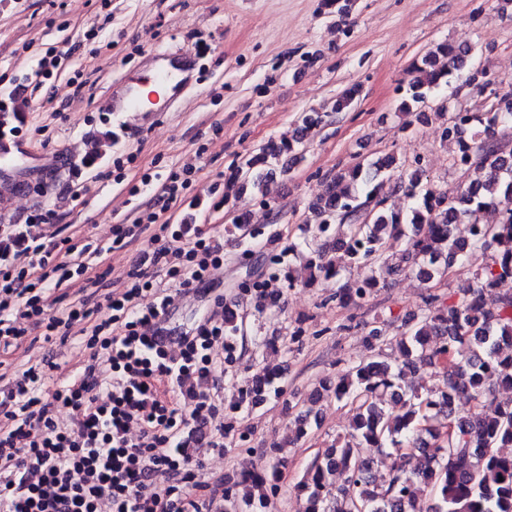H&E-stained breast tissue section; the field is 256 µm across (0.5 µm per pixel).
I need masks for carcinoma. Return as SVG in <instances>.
I'll return each instance as SVG.
<instances>
[{"mask_svg": "<svg viewBox=\"0 0 512 512\" xmlns=\"http://www.w3.org/2000/svg\"><path fill=\"white\" fill-rule=\"evenodd\" d=\"M474 47L440 42L414 61L409 82L400 87V110L419 112L428 99L448 88L463 69ZM472 91L485 97L486 112L455 113L443 129L444 138L460 143L456 163L468 181L454 196L433 190L425 172L416 167L393 176L396 159L385 155L358 162L336 173L333 185L313 207L318 234L336 226L339 256L322 258L323 245L311 251L310 277L332 275L343 262L369 263L374 274L336 295L342 305L370 296L379 278L410 269L425 282L443 276L472 248L495 254L474 280L459 288V298L436 304L428 297L426 312L407 325L399 349L403 361L392 365L371 355L341 369L336 381L320 385L338 401L350 405L349 431L312 462L303 512H353L360 503L366 512H512V404L498 402L493 393L512 386V295L494 292L497 283L512 278V148L499 135L512 128V86H496L484 70L468 77ZM352 85L336 97V111L346 112L359 96ZM300 139L274 145L249 158L236 176L270 199L273 160L297 150ZM402 193L408 209L387 206L384 186ZM494 208L500 223L484 224L471 242L451 233L483 208ZM401 243L396 261L387 249ZM451 362L441 368L443 385L425 393L409 382L419 365ZM473 405L461 410L456 398ZM401 403L393 415L386 401ZM454 434L447 435V424ZM374 448L392 458L381 479L372 478L374 461L362 450ZM265 471L245 470L242 480L224 494V512H242L263 498ZM424 485L432 494L427 505L417 495Z\"/></svg>", "mask_w": 512, "mask_h": 512, "instance_id": "obj_1", "label": "carcinoma"}]
</instances>
